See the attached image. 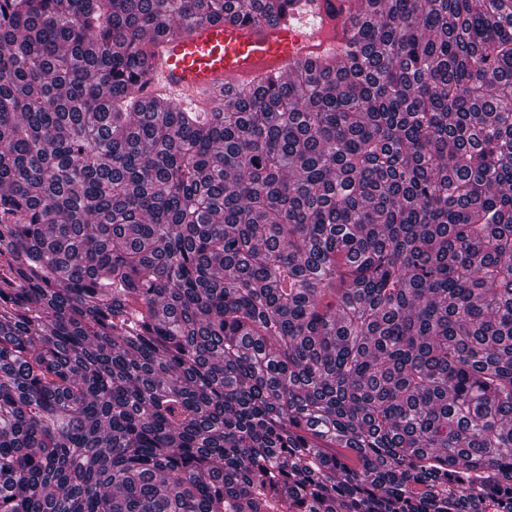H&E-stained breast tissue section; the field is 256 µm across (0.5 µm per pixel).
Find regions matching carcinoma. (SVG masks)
Segmentation results:
<instances>
[{
	"label": "carcinoma",
	"mask_w": 512,
	"mask_h": 512,
	"mask_svg": "<svg viewBox=\"0 0 512 512\" xmlns=\"http://www.w3.org/2000/svg\"><path fill=\"white\" fill-rule=\"evenodd\" d=\"M290 1L0 0V512H512V0L146 107Z\"/></svg>",
	"instance_id": "1"
}]
</instances>
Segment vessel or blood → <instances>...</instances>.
I'll list each match as a JSON object with an SVG mask.
<instances>
[{"mask_svg":"<svg viewBox=\"0 0 512 512\" xmlns=\"http://www.w3.org/2000/svg\"><path fill=\"white\" fill-rule=\"evenodd\" d=\"M349 0H310L305 12L287 10L276 21L244 24L218 20L188 34L162 33L145 69L144 92L155 108L190 109L204 93L290 71L344 44L350 36Z\"/></svg>","mask_w":512,"mask_h":512,"instance_id":"vessel-or-blood-1","label":"vessel or blood"}]
</instances>
